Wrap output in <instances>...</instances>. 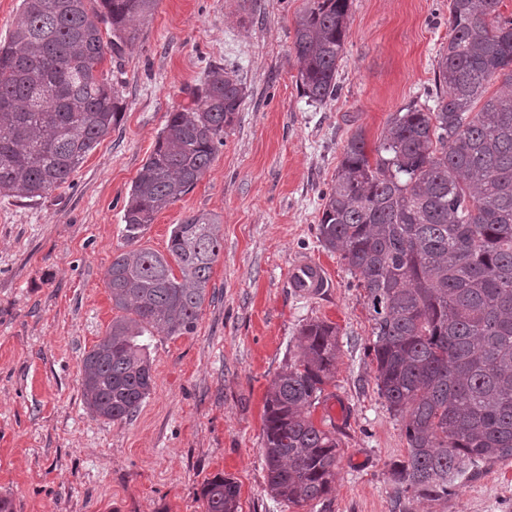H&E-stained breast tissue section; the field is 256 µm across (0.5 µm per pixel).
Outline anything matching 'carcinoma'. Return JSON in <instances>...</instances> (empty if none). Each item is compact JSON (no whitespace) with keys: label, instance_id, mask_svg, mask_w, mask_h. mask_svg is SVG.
Returning <instances> with one entry per match:
<instances>
[{"label":"carcinoma","instance_id":"1","mask_svg":"<svg viewBox=\"0 0 512 512\" xmlns=\"http://www.w3.org/2000/svg\"><path fill=\"white\" fill-rule=\"evenodd\" d=\"M157 0H22L0 39V196L35 201L67 183L117 125L119 84L99 73ZM501 0H448V46L434 71V106L393 113L370 157L362 131L343 147L318 224L365 292L374 381L401 418L407 458L391 474L429 500L480 465L512 458V18ZM349 0H308L294 23L296 83L315 103L338 98ZM501 86L489 92L495 80ZM245 90L221 67L168 113L124 207L138 242L156 215L193 188L224 145ZM222 250L217 224L192 215L167 254L112 258L107 288L121 315L82 359L89 412L134 417L152 388L146 337L191 334ZM336 327L311 321L267 387L262 456L272 494L324 503L340 464L336 432L314 423L336 377ZM222 474L200 490L204 512H239Z\"/></svg>","mask_w":512,"mask_h":512}]
</instances>
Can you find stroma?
<instances>
[{"label":"stroma","mask_w":512,"mask_h":512,"mask_svg":"<svg viewBox=\"0 0 512 512\" xmlns=\"http://www.w3.org/2000/svg\"><path fill=\"white\" fill-rule=\"evenodd\" d=\"M305 2L157 0L138 39L103 64L122 92L116 128L45 198L0 197V497L14 512H202L200 487L219 473L238 482L241 512H301L268 488L264 401L314 320L336 326L339 350L311 416L335 426L341 455L315 512H512L511 459L436 501L394 483L407 443L375 386L364 292L317 238L348 137L362 131L375 147L392 113L432 102L448 0H350L341 92L324 104L296 86ZM215 66L245 87L237 120L139 244L165 252L172 226L204 213L223 250L194 332L150 338L153 389L132 420L112 423L88 412L81 367L116 316L106 272L127 248L124 205L167 113ZM304 253L328 274L313 297L288 280Z\"/></svg>","instance_id":"obj_1"}]
</instances>
